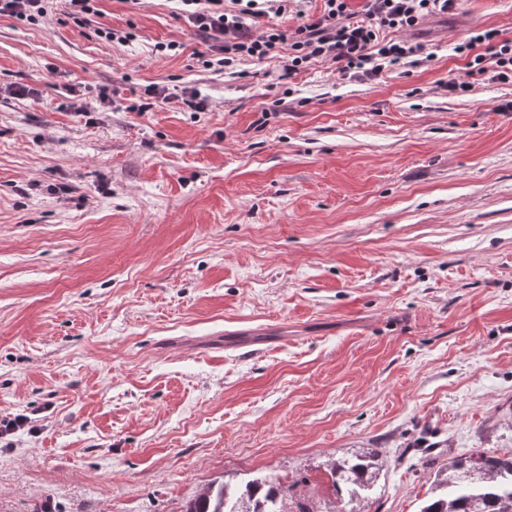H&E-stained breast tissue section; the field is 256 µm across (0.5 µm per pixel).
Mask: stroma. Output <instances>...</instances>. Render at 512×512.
Masks as SVG:
<instances>
[{"label":"stroma","instance_id":"stroma-1","mask_svg":"<svg viewBox=\"0 0 512 512\" xmlns=\"http://www.w3.org/2000/svg\"><path fill=\"white\" fill-rule=\"evenodd\" d=\"M98 8L0 16V84L36 91L0 96V417L38 426L0 446V512H184L264 475L331 512L328 463L369 448L367 512H420L415 449L511 453L512 84L445 80L512 0L426 17L435 60L374 81L212 72L176 0ZM78 81L115 108L66 111ZM151 83L209 108L127 111ZM63 14L76 25H84L90 16L96 15L99 9L96 7L98 0H63Z\"/></svg>","mask_w":512,"mask_h":512}]
</instances>
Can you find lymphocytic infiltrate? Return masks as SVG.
I'll return each instance as SVG.
<instances>
[{
  "label": "lymphocytic infiltrate",
  "instance_id": "obj_1",
  "mask_svg": "<svg viewBox=\"0 0 512 512\" xmlns=\"http://www.w3.org/2000/svg\"><path fill=\"white\" fill-rule=\"evenodd\" d=\"M98 0H0V15L28 23L39 22L62 10L76 25L96 15ZM189 22L205 33L209 53L200 55L205 69L237 74L247 60L279 59L285 74L294 76L315 62L335 64L343 78L378 79L389 68L406 70L426 65L434 58L421 42L401 39L428 15L456 10L461 0H366L362 11H353L350 0H320L308 9V0H178ZM293 16L295 29L259 27L261 18ZM457 51L467 60L464 77L448 80V91L460 94L475 77L512 84V38L497 29H479Z\"/></svg>",
  "mask_w": 512,
  "mask_h": 512
}]
</instances>
